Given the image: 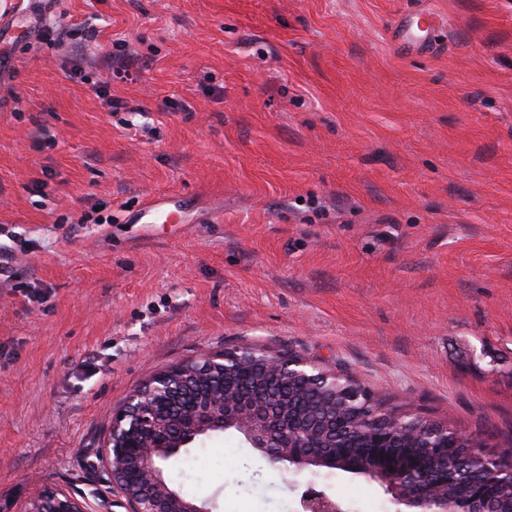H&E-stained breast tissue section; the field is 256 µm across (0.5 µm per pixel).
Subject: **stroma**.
Returning a JSON list of instances; mask_svg holds the SVG:
<instances>
[{
    "label": "stroma",
    "instance_id": "obj_1",
    "mask_svg": "<svg viewBox=\"0 0 512 512\" xmlns=\"http://www.w3.org/2000/svg\"><path fill=\"white\" fill-rule=\"evenodd\" d=\"M421 9L445 28L397 54ZM30 31L0 72V512L47 490L126 512L113 414L245 347L512 449V0H37ZM167 193L192 223H139ZM164 469L212 512H301L310 489L401 512L233 430Z\"/></svg>",
    "mask_w": 512,
    "mask_h": 512
}]
</instances>
